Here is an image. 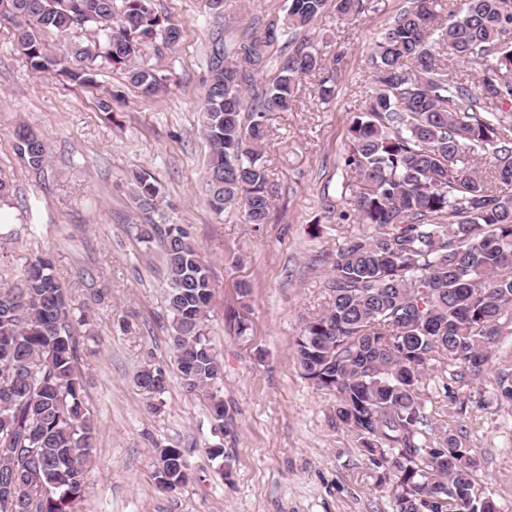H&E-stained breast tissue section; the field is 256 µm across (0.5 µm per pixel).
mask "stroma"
<instances>
[{"mask_svg": "<svg viewBox=\"0 0 512 512\" xmlns=\"http://www.w3.org/2000/svg\"><path fill=\"white\" fill-rule=\"evenodd\" d=\"M180 26L175 49L142 47L140 63L162 76L158 96L143 97L125 71L100 63L94 85L71 81L55 63L64 41L92 42L76 30L62 38L39 32L45 69L26 63L9 23H0V171L13 181L9 206L0 208V285L16 279L32 255L50 257L73 308L87 310L91 337L82 349L85 405L95 424L87 464V492L78 512H396L391 486L379 485L377 459L335 416L336 397L304 378L293 343L309 316L329 302L330 257L351 237L372 235L357 217L342 218V156L354 113L373 92L370 56L375 40L409 0H364L361 13L337 16L326 5L307 30L326 54H341L329 101L318 78H303L293 106L271 113L262 146L275 190L267 224L246 223L230 210L215 215L202 180L209 147L199 109L209 80L211 42L234 49L245 36L282 21L287 0H224L215 15L207 0H156ZM109 108H100L102 100ZM27 126L43 139L48 163L36 171L21 159L14 132ZM160 183L170 223L183 225L209 268L212 299L206 323L224 362L220 385L228 415L215 434L209 401L187 393L168 341L165 282L157 251L129 232L136 212L134 172ZM336 200V213L324 204ZM92 272L105 294L90 300L82 280ZM248 325L235 335L227 316ZM148 365L161 367L167 390L158 411L146 408L136 382ZM445 367L424 375L426 411L433 429L457 435L478 462L477 483L500 512H512V402L493 379L470 383L466 413L446 385ZM224 445L223 461L207 447ZM190 449L191 478L172 492L154 476L157 448Z\"/></svg>", "mask_w": 512, "mask_h": 512, "instance_id": "stroma-1", "label": "stroma"}]
</instances>
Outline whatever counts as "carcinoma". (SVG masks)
I'll return each mask as SVG.
<instances>
[{
  "label": "carcinoma",
  "mask_w": 512,
  "mask_h": 512,
  "mask_svg": "<svg viewBox=\"0 0 512 512\" xmlns=\"http://www.w3.org/2000/svg\"><path fill=\"white\" fill-rule=\"evenodd\" d=\"M328 0H289L283 27H266L229 53L217 37L201 131L210 147L204 191L221 216L241 209L250 224L273 207L262 144L268 116L288 110L302 77L323 70L319 93L334 91L335 69L313 43L299 39ZM440 0L410 7L376 41L370 61L376 91L351 118L343 167L361 224L375 233L336 247L327 287L331 303L308 318L293 348L304 377L336 394L338 421L395 477L396 512H498L475 479L477 463L451 432L446 453L425 445L432 421L423 401L431 363L458 384L489 371L493 351L512 336V0ZM0 21L13 24L34 69L45 67L37 34L68 38L92 30L86 45L64 42L61 74L89 83L97 61L127 71L145 96L161 76L136 62L140 46L170 49L182 30L156 0H0ZM277 56L270 49L281 39ZM448 60L471 73L450 78ZM274 69L264 97L248 101L255 76ZM17 151L35 170L47 163L43 140L15 133ZM132 203L145 217L141 243H157L165 265L170 342L183 384L210 401L213 429L224 431L218 385L224 366L206 333L210 281L199 246L180 224L165 221L162 193L148 171L133 176ZM51 260L31 256L17 283L0 287V512H75L86 492L94 423L78 368L81 327ZM137 384L148 399L166 391L164 371L146 366ZM189 448H158L154 476L171 492L189 480Z\"/></svg>",
  "instance_id": "cac0c4a2"
}]
</instances>
